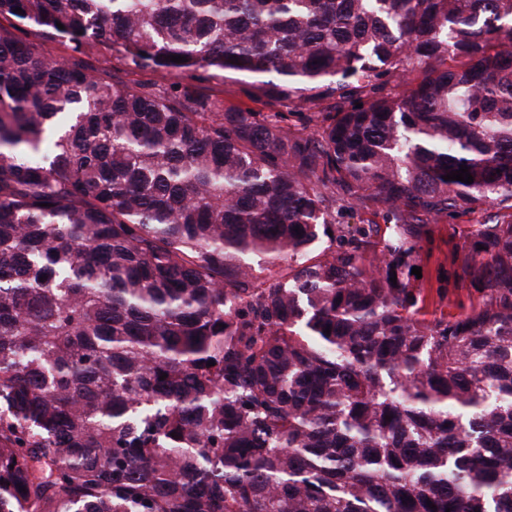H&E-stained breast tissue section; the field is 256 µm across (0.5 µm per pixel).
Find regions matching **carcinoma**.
<instances>
[{
  "label": "carcinoma",
  "instance_id": "1",
  "mask_svg": "<svg viewBox=\"0 0 512 512\" xmlns=\"http://www.w3.org/2000/svg\"><path fill=\"white\" fill-rule=\"evenodd\" d=\"M508 42L512 0H0V512H512ZM482 205L478 303L420 319ZM252 79L241 73L227 72L224 79L216 77L209 88L224 92V104L227 106H243L253 109L255 112H271V109L250 98L249 84ZM496 212L497 209H476L465 216L430 224V237L423 243L422 260L417 266L421 267L422 278L417 279L415 274L412 277L414 288L420 289V319L457 315L463 310L461 306L469 310L471 303L477 301L478 294L471 288L456 287L452 252L466 241L472 225ZM441 274L446 275L445 280L440 278Z\"/></svg>",
  "mask_w": 512,
  "mask_h": 512
}]
</instances>
